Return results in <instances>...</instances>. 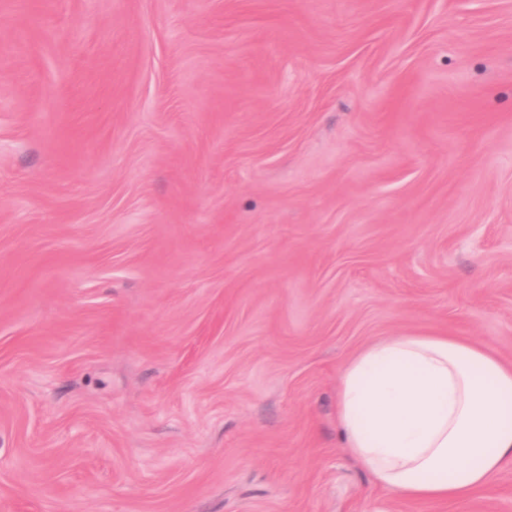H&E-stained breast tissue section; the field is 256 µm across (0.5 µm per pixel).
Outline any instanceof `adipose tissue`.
Instances as JSON below:
<instances>
[{"label":"adipose tissue","mask_w":512,"mask_h":512,"mask_svg":"<svg viewBox=\"0 0 512 512\" xmlns=\"http://www.w3.org/2000/svg\"><path fill=\"white\" fill-rule=\"evenodd\" d=\"M512 365L461 336L401 333L344 367L340 436L376 484L415 500L463 498L512 466Z\"/></svg>","instance_id":"adipose-tissue-1"}]
</instances>
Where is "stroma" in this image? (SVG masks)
Masks as SVG:
<instances>
[{
    "label": "stroma",
    "instance_id": "35a3bbf8",
    "mask_svg": "<svg viewBox=\"0 0 512 512\" xmlns=\"http://www.w3.org/2000/svg\"><path fill=\"white\" fill-rule=\"evenodd\" d=\"M406 332L512 363V0H0V512H512L344 448Z\"/></svg>",
    "mask_w": 512,
    "mask_h": 512
}]
</instances>
